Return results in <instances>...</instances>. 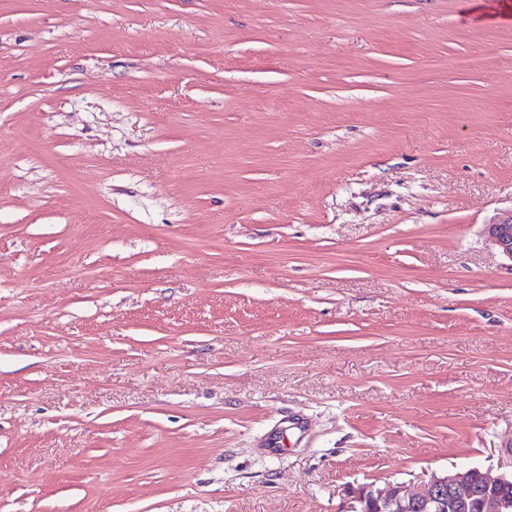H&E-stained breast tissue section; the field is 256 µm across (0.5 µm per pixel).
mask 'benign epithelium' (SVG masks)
<instances>
[{
    "mask_svg": "<svg viewBox=\"0 0 512 512\" xmlns=\"http://www.w3.org/2000/svg\"><path fill=\"white\" fill-rule=\"evenodd\" d=\"M489 243L512 262V214L486 225ZM512 443L497 466L431 473L417 482L362 483L346 512H512Z\"/></svg>",
    "mask_w": 512,
    "mask_h": 512,
    "instance_id": "1",
    "label": "benign epithelium"
}]
</instances>
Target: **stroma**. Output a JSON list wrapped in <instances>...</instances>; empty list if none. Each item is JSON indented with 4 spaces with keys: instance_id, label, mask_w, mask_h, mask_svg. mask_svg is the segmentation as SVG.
Returning a JSON list of instances; mask_svg holds the SVG:
<instances>
[{
    "instance_id": "1",
    "label": "stroma",
    "mask_w": 512,
    "mask_h": 512,
    "mask_svg": "<svg viewBox=\"0 0 512 512\" xmlns=\"http://www.w3.org/2000/svg\"><path fill=\"white\" fill-rule=\"evenodd\" d=\"M498 14L0 0V512H344L497 464Z\"/></svg>"
}]
</instances>
